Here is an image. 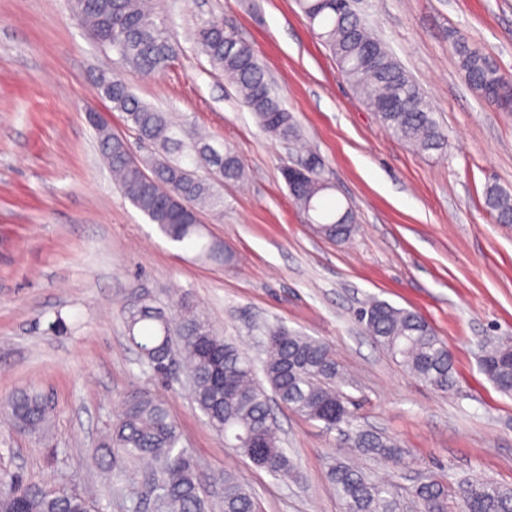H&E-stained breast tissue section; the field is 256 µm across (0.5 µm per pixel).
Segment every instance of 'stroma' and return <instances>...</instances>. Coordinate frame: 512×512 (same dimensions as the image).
I'll return each instance as SVG.
<instances>
[{
    "label": "stroma",
    "instance_id": "1",
    "mask_svg": "<svg viewBox=\"0 0 512 512\" xmlns=\"http://www.w3.org/2000/svg\"><path fill=\"white\" fill-rule=\"evenodd\" d=\"M176 52L162 70L125 64L80 25L72 0H0V399L39 391L50 419L36 435L0 419V472L73 486L97 512H156L148 488L131 495L89 460L130 391L161 397L222 512L225 473L242 476L259 512H343L328 477L352 461L388 483L399 512L439 476L512 487V396L480 368L485 349L512 343V224L485 204L487 186L512 195V112L466 83L449 34L461 29L512 77V0H361L377 33L426 93L447 135L422 154L390 137L312 32L296 0H153ZM223 20L256 49L297 123L291 144L265 134L193 34ZM115 74L185 132L230 147L245 176L218 187L200 215L201 238L169 239L112 180L87 111L133 154L150 156L123 113L98 98ZM317 152L335 185L327 205L351 207L356 230L315 233L282 176L302 149ZM220 252L199 257L201 245ZM132 288L168 306L183 289L216 331L253 363L266 327L282 324L329 343L348 378L356 424L396 440L401 459L367 458L337 431L280 404L272 409L298 479H277L225 448L196 408L182 373L155 377L125 337L121 302ZM422 315L454 358L457 386L426 387L357 319L370 300ZM63 321L64 330L53 327Z\"/></svg>",
    "mask_w": 512,
    "mask_h": 512
}]
</instances>
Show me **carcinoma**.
Wrapping results in <instances>:
<instances>
[{"label":"carcinoma","mask_w":512,"mask_h":512,"mask_svg":"<svg viewBox=\"0 0 512 512\" xmlns=\"http://www.w3.org/2000/svg\"><path fill=\"white\" fill-rule=\"evenodd\" d=\"M309 26L329 48L342 73L378 116L383 128L397 140L424 153L438 151L447 136L419 86L372 32L355 8V0H297ZM76 14L97 42L134 66L149 72L170 59V41L164 22L148 0H73ZM458 65L469 86L486 101L509 105L507 78L495 62L469 39L451 33ZM195 42L214 69L224 73L240 102L272 138L300 137L293 116L286 110L267 77L254 48L232 29L206 21L195 32ZM98 94L125 115L140 139L154 148L147 160L131 158L127 142L113 135L95 113L90 121L99 134L101 154L125 197L171 240L191 242L198 235L201 207H216L215 184L243 178L245 165L232 149L211 152L194 138L197 155L216 168L213 180L167 157L173 144L170 116L139 101L119 77L97 82ZM319 166L295 186H288L296 207L317 225L327 227L330 239H347L353 228L339 223L343 214L355 218L351 208H328L323 200L333 186L326 184ZM485 203L501 224H512V197L496 186L485 192ZM127 341L148 367L156 372L168 363L169 348L179 353L197 407L207 425L224 437L225 447L249 459L256 467L280 477L299 478L280 444L271 414L272 391L282 406L320 422L327 430L351 425L341 366L332 346L284 326L267 329L262 372L233 341L220 336L204 312L197 310L190 293L183 292L164 311L154 305L146 288H132L121 306ZM366 332L385 348L415 379L440 393L456 386L455 368L448 344L437 336L420 314L373 300L358 313ZM481 367L495 388L512 395V345L502 343L484 354ZM0 413L20 433L35 434L47 422V406L39 393L18 390L0 401ZM349 445L363 455L383 459L401 457L400 445L366 429H354ZM182 434L166 403L148 391L130 393L110 432L91 456L92 464L111 472L122 461L142 464L129 470L123 482L136 477L154 486L162 512H208L203 483L196 464L181 446ZM329 478L344 512H396L389 485L371 479L363 470L338 461ZM420 512H448L451 491L444 481L430 477L414 489ZM460 499L464 512H512V490L488 480L463 482ZM223 512H256L255 501L236 474L224 475ZM0 512H94L79 491L48 481H24L0 473Z\"/></svg>","instance_id":"1"}]
</instances>
